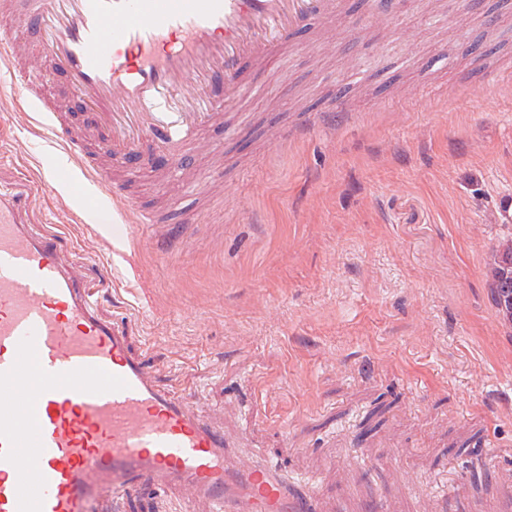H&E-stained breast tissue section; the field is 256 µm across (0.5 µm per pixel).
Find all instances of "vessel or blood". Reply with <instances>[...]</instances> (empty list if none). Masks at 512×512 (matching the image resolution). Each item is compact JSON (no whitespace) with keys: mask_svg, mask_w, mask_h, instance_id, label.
Returning <instances> with one entry per match:
<instances>
[{"mask_svg":"<svg viewBox=\"0 0 512 512\" xmlns=\"http://www.w3.org/2000/svg\"><path fill=\"white\" fill-rule=\"evenodd\" d=\"M46 49L26 67L0 33V70L40 102L51 66L97 130L99 154L124 183L49 128L68 167L107 187L140 224L153 212L128 190L149 168L182 171L216 122L212 101L240 100L247 68L288 47L302 28L344 14L348 0H17ZM33 189L0 192V512H118L141 478L188 487L211 512H396L391 497H325L273 461H239L193 402L160 385L129 322L103 318L102 283L67 257V238L29 223Z\"/></svg>","mask_w":512,"mask_h":512,"instance_id":"1","label":"vessel or blood"}]
</instances>
